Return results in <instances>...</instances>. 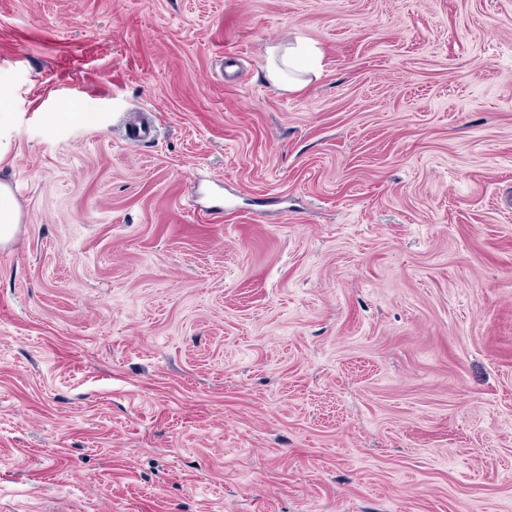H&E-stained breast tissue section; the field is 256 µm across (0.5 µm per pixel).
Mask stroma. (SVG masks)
<instances>
[{
  "label": "stroma",
  "mask_w": 512,
  "mask_h": 512,
  "mask_svg": "<svg viewBox=\"0 0 512 512\" xmlns=\"http://www.w3.org/2000/svg\"><path fill=\"white\" fill-rule=\"evenodd\" d=\"M0 101V512H512V0H0ZM312 56V47L302 41L288 45L282 53L278 48L274 49L270 52L266 67L267 78L274 84L288 87V90L299 89L306 82L301 80L298 74L309 71ZM17 207L7 186H0V241L9 240L17 224Z\"/></svg>",
  "instance_id": "obj_1"
}]
</instances>
